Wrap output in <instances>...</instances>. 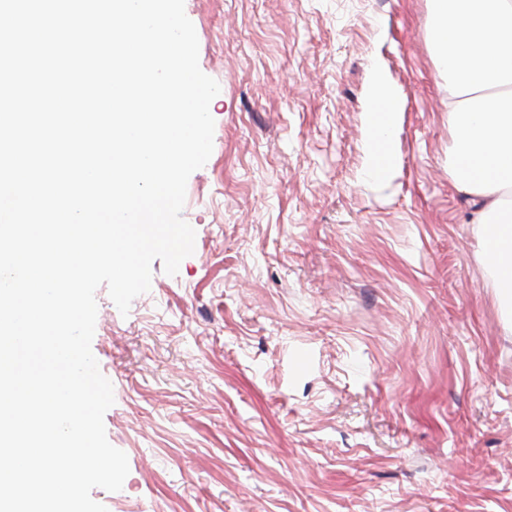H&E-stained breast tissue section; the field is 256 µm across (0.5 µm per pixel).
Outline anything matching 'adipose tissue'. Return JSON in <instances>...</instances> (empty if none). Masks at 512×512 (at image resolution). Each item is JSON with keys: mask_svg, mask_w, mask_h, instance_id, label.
I'll list each match as a JSON object with an SVG mask.
<instances>
[{"mask_svg": "<svg viewBox=\"0 0 512 512\" xmlns=\"http://www.w3.org/2000/svg\"><path fill=\"white\" fill-rule=\"evenodd\" d=\"M430 38L448 80L449 174L485 238L492 275L512 303V0H429ZM366 179L391 176L400 98L380 61L365 91Z\"/></svg>", "mask_w": 512, "mask_h": 512, "instance_id": "1", "label": "adipose tissue"}]
</instances>
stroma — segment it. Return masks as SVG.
I'll list each match as a JSON object with an SVG mask.
<instances>
[{
    "instance_id": "stroma-1",
    "label": "stroma",
    "mask_w": 512,
    "mask_h": 512,
    "mask_svg": "<svg viewBox=\"0 0 512 512\" xmlns=\"http://www.w3.org/2000/svg\"><path fill=\"white\" fill-rule=\"evenodd\" d=\"M218 81L195 250L92 352L108 512H512V319L448 174L427 0H185ZM380 60L398 166L364 180Z\"/></svg>"
}]
</instances>
